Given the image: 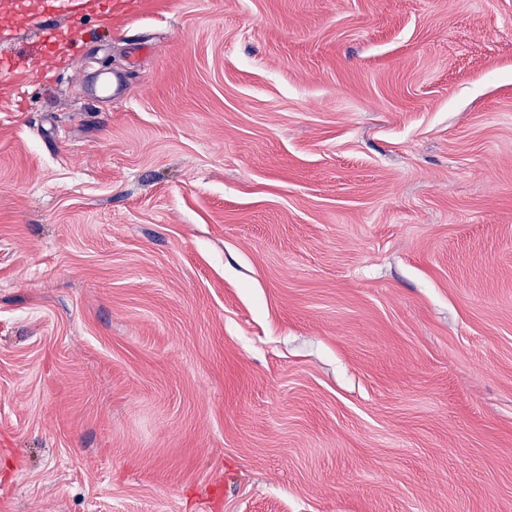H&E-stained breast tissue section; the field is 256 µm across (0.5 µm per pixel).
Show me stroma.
Segmentation results:
<instances>
[{
  "instance_id": "obj_1",
  "label": "stroma",
  "mask_w": 512,
  "mask_h": 512,
  "mask_svg": "<svg viewBox=\"0 0 512 512\" xmlns=\"http://www.w3.org/2000/svg\"><path fill=\"white\" fill-rule=\"evenodd\" d=\"M0 56V512H512V0Z\"/></svg>"
}]
</instances>
